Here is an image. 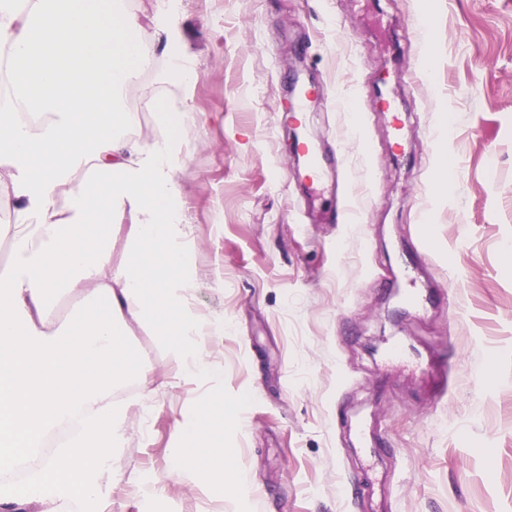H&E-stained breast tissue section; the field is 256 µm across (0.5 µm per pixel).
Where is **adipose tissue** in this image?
Returning a JSON list of instances; mask_svg holds the SVG:
<instances>
[{"instance_id":"ef3b65f1","label":"adipose tissue","mask_w":512,"mask_h":512,"mask_svg":"<svg viewBox=\"0 0 512 512\" xmlns=\"http://www.w3.org/2000/svg\"><path fill=\"white\" fill-rule=\"evenodd\" d=\"M140 26L120 0H33L27 9L0 0V208L15 216L0 225L13 252L0 275V512H56L66 500L107 512L119 485L151 507L168 480L204 494L224 485V426L235 418L210 359L224 320L193 307L200 282L176 177L185 140L209 116L191 106L196 57L170 12L152 18V41L132 38ZM157 41L168 60L160 70ZM150 69L166 89L156 109L173 131L148 144L123 95ZM33 113L39 123L27 122ZM121 229L117 260L110 244ZM61 294L80 302L66 322L50 314ZM133 323L155 336L174 380L217 389L219 422L194 410L176 419L179 446L162 478L127 479L115 468L129 407L113 387L137 381L146 413L158 395L126 339ZM78 418L79 432L39 456L49 433ZM34 455L37 465L8 480Z\"/></svg>"}]
</instances>
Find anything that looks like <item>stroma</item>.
<instances>
[{"label":"stroma","mask_w":512,"mask_h":512,"mask_svg":"<svg viewBox=\"0 0 512 512\" xmlns=\"http://www.w3.org/2000/svg\"><path fill=\"white\" fill-rule=\"evenodd\" d=\"M178 24L210 115L177 173L194 305L224 319L226 469L251 485L170 482L159 512H512V0H181ZM297 82L319 87L302 132L341 148L344 181L304 179L279 126ZM162 93L149 73L125 94L149 142ZM130 340L160 392L146 415L138 383L116 390V467L161 475L211 391Z\"/></svg>","instance_id":"stroma-1"}]
</instances>
